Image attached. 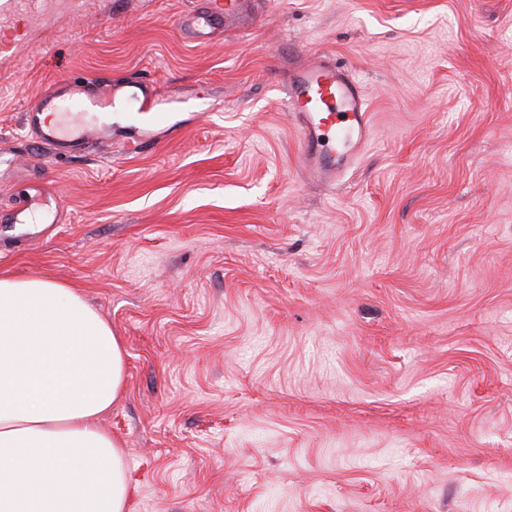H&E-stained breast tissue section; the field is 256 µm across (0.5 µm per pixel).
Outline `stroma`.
I'll list each match as a JSON object with an SVG mask.
<instances>
[{
  "label": "stroma",
  "instance_id": "1",
  "mask_svg": "<svg viewBox=\"0 0 512 512\" xmlns=\"http://www.w3.org/2000/svg\"><path fill=\"white\" fill-rule=\"evenodd\" d=\"M86 0L0 52V271L76 288L120 336L100 426L130 512H512V0ZM360 83L367 142L306 179L285 73ZM207 98L178 140L63 161L30 103L70 79ZM31 198L19 221L17 196ZM256 0H204L182 18V27L204 37L243 20Z\"/></svg>",
  "mask_w": 512,
  "mask_h": 512
}]
</instances>
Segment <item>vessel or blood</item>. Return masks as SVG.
I'll use <instances>...</instances> for the list:
<instances>
[{"label":"vessel or blood","mask_w":512,"mask_h":512,"mask_svg":"<svg viewBox=\"0 0 512 512\" xmlns=\"http://www.w3.org/2000/svg\"><path fill=\"white\" fill-rule=\"evenodd\" d=\"M254 0H204L182 18V26L203 37L243 20ZM73 105V131L42 122V112L55 101ZM198 102L179 99L165 106L150 80L128 77L104 82L70 81L44 96L24 115V127L34 143L51 157L82 154L90 142L139 152L179 137L181 116L198 109ZM287 109L294 116L300 157L316 181L328 183L351 161L364 143L370 115L365 96L350 74L318 55L288 76Z\"/></svg>","instance_id":"vessel-or-blood-1"}]
</instances>
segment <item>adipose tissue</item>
Returning <instances> with one entry per match:
<instances>
[{
    "label": "adipose tissue",
    "instance_id": "adipose-tissue-1",
    "mask_svg": "<svg viewBox=\"0 0 512 512\" xmlns=\"http://www.w3.org/2000/svg\"><path fill=\"white\" fill-rule=\"evenodd\" d=\"M125 363L78 291L0 274V512H129L126 451L99 426Z\"/></svg>",
    "mask_w": 512,
    "mask_h": 512
}]
</instances>
